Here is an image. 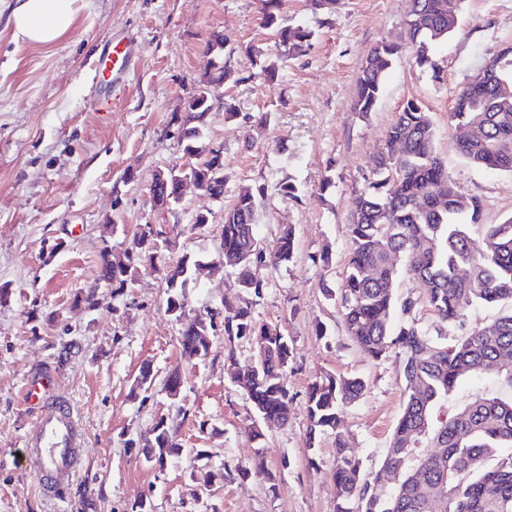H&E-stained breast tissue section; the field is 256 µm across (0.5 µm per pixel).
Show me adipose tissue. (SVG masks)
<instances>
[{"mask_svg":"<svg viewBox=\"0 0 512 512\" xmlns=\"http://www.w3.org/2000/svg\"><path fill=\"white\" fill-rule=\"evenodd\" d=\"M75 14V0H16L10 22L16 37L51 45L70 30Z\"/></svg>","mask_w":512,"mask_h":512,"instance_id":"1","label":"adipose tissue"}]
</instances>
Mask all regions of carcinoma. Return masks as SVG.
<instances>
[{
  "label": "carcinoma",
  "mask_w": 512,
  "mask_h": 512,
  "mask_svg": "<svg viewBox=\"0 0 512 512\" xmlns=\"http://www.w3.org/2000/svg\"><path fill=\"white\" fill-rule=\"evenodd\" d=\"M261 25L275 44L301 55L311 46L313 31L285 25L278 17L276 0H261ZM460 0H411L406 16V45L416 63H431L432 46L456 30ZM236 47L217 34L208 52L234 54ZM402 50L381 41L368 53L356 82L352 110L366 114L376 107L386 76ZM260 72L255 77L272 83L278 65L262 50ZM482 69L485 80L461 88L448 115L454 127L476 125L479 130L455 141L456 150L470 165L512 171V52L488 53ZM234 78L227 60L212 64L202 85L186 106L185 120L177 123L178 144L186 162L167 170L165 179L151 186V200L170 210L181 202L180 184L196 181L211 197L224 196L222 152L201 144L205 114L213 109L212 85ZM262 189L243 187L234 206L225 211L221 227L224 266L238 270L239 293L260 296L263 283L251 276L250 267L266 258L255 235L254 216ZM481 204L460 195L437 156L433 118L421 104L409 101L388 127L385 143L375 159L368 186L355 195L348 224L351 248L346 275L339 292L346 335L374 359L389 353L399 358L404 398L382 464L363 470L345 434L343 409L356 402L365 384L358 377L322 373L308 385L305 411L307 447H315L323 434L334 435L335 512H512V399L478 396L452 410L445 418L434 416L438 404L448 399L459 380L475 372H500L504 367L512 383V311L492 325L475 329L451 345L441 341L442 331L423 327L413 316L416 302L397 303L395 288L400 274L418 282L423 299L441 324L463 321L473 305L512 303V216L499 224H485L481 253L470 247V229L480 225ZM171 246L150 225H140L124 257L101 251L98 279L120 291L128 286L138 267L145 264L166 284V309L175 319L185 314L186 283L203 266L189 256L176 264L167 261ZM295 255L292 228L284 229L273 249L279 262ZM467 269L462 278L459 270ZM224 331V366L230 383L247 396L254 411L248 433L261 459L265 435L261 424H286L292 411L284 376L292 361V348L281 328L259 323L251 305L224 299V310L191 320L178 340L189 359H206L212 352L215 327ZM246 339L255 347L253 360L240 364L236 343ZM178 417L156 421L130 441L145 462L163 467L181 451L177 442ZM430 448L417 451L421 440ZM400 471L390 491L381 486L385 473Z\"/></svg>",
  "instance_id": "1"
}]
</instances>
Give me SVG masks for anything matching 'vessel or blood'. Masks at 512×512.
Instances as JSON below:
<instances>
[{
    "mask_svg": "<svg viewBox=\"0 0 512 512\" xmlns=\"http://www.w3.org/2000/svg\"><path fill=\"white\" fill-rule=\"evenodd\" d=\"M131 64V37H114L98 58L96 77L119 85L127 78ZM25 401L34 414L26 454L36 466L39 488L47 498L65 499L67 480L76 474L82 459L80 423L52 375H30L25 385Z\"/></svg>",
    "mask_w": 512,
    "mask_h": 512,
    "instance_id": "1",
    "label": "vessel or blood"
}]
</instances>
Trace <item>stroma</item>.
I'll list each match as a JSON object with an SVG mask.
<instances>
[{
	"label": "stroma",
	"mask_w": 512,
	"mask_h": 512,
	"mask_svg": "<svg viewBox=\"0 0 512 512\" xmlns=\"http://www.w3.org/2000/svg\"><path fill=\"white\" fill-rule=\"evenodd\" d=\"M14 0H0V512H130L141 499L153 512H334L333 436L306 447L305 394L320 372L357 376L363 395L344 411L346 434L365 470L378 469L398 420L403 377L395 355L372 359L345 334L332 295L346 272L347 226L358 189L372 178L374 156L407 101L431 112L436 151L457 191L482 203V224L512 215V171L479 169L455 149L448 122L455 96L489 51L512 45V0H461L457 31L417 65L402 52L373 112L350 109L362 62L381 41L403 42L410 0H337L329 23L309 0H278L285 24L314 33L306 55L289 57L260 24L259 0H77L71 29L54 45L16 38L8 22ZM236 46L231 65L241 81L212 91L204 145L222 149L227 181L213 199L187 187L172 210L152 207L154 174L182 162L173 138L205 71L214 33ZM132 37L136 67L100 106L93 63L113 35ZM277 57L275 84L256 79L249 45ZM236 112L224 118L225 106ZM295 184L299 199L281 192ZM263 188L255 233L271 250L283 225L295 233V257L253 266L264 284L251 297L258 322L280 326L293 344L285 383L293 398L288 424H267L268 484L239 474L252 465L255 444L244 427L253 410L224 374V338L203 360L181 356L182 328L166 311L164 281L140 269L122 292L99 283L104 243L115 254L130 246L138 225L174 236L170 261L190 256L207 264L221 254L224 212L239 188ZM206 212L205 227L193 225ZM113 234H106V225ZM331 252L323 265L319 256ZM236 272H200L186 290V316L223 307ZM95 293L92 309L73 305ZM325 336H317L316 325ZM157 377L177 371L178 400L135 398L143 368ZM55 373L83 424L85 452L67 501L43 497L22 452L32 420L22 406L27 377ZM479 395L512 398L493 373L466 376L445 410ZM177 416L182 452L156 467L138 457L131 439L154 420ZM223 473L211 488L195 480L197 450Z\"/></svg>",
	"instance_id": "1"
}]
</instances>
